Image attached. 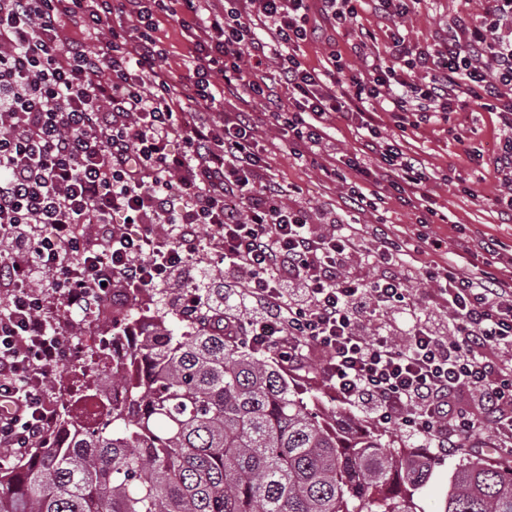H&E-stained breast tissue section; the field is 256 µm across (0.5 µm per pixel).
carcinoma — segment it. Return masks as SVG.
Wrapping results in <instances>:
<instances>
[{
	"mask_svg": "<svg viewBox=\"0 0 512 512\" xmlns=\"http://www.w3.org/2000/svg\"><path fill=\"white\" fill-rule=\"evenodd\" d=\"M112 324L126 339L114 403L91 395L49 443L0 467V512H418L433 462L375 432H346L296 395L282 368L224 335V312ZM443 512H512V465L471 462Z\"/></svg>",
	"mask_w": 512,
	"mask_h": 512,
	"instance_id": "cac0c4a2",
	"label": "carcinoma"
}]
</instances>
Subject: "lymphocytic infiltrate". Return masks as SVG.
<instances>
[{
  "instance_id": "f902f5d3",
  "label": "lymphocytic infiltrate",
  "mask_w": 512,
  "mask_h": 512,
  "mask_svg": "<svg viewBox=\"0 0 512 512\" xmlns=\"http://www.w3.org/2000/svg\"><path fill=\"white\" fill-rule=\"evenodd\" d=\"M363 1L0 0V402L12 407L0 448L30 447L55 416L48 383L73 345L60 307L87 311L108 288L134 296L175 282L184 310L217 309L194 273L207 249L234 297L226 331L288 364L320 351L343 403L428 447L467 448L489 430L512 456L501 243L472 231L457 243L465 261L423 266L419 253L439 241L314 217L265 173L259 126L314 160L337 115L385 166L376 200L394 195L433 223L427 168L378 137L367 104H388L404 132L425 107L447 120L463 87L506 131L495 163L512 186V0H486L478 22L448 24L424 46L401 31L421 0H367L393 26L390 63L364 74L334 51L329 68L307 67L299 43L351 24ZM163 16L191 45L180 73L165 66ZM270 58L289 108L225 113L214 76L265 99ZM340 85L353 97H338ZM463 392L478 411L459 405Z\"/></svg>"
}]
</instances>
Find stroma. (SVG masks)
Instances as JSON below:
<instances>
[{
    "label": "stroma",
    "mask_w": 512,
    "mask_h": 512,
    "mask_svg": "<svg viewBox=\"0 0 512 512\" xmlns=\"http://www.w3.org/2000/svg\"><path fill=\"white\" fill-rule=\"evenodd\" d=\"M483 8L484 0H422L416 13L406 19V30L412 42L431 44L439 39L448 22L456 19L476 21ZM363 32L367 33L368 39L364 41L365 49L361 50L357 44L361 42L359 35ZM330 36L332 41L328 44L312 40L300 45L298 55L306 66L327 67L328 53L333 49L341 52L348 66L360 70L367 63L376 64L389 58L391 27L370 8L360 10L352 24L331 31ZM325 131L330 146L336 148L338 154H361L377 175H384L385 169L378 157L365 150V136L338 119L327 122ZM501 134L496 115L475 114L466 107L451 114L447 121L422 123L419 129L407 130L401 137L402 149L420 159L431 174L428 189L440 219L424 228L430 237L452 246L461 229H478L497 238L504 246L512 247V217L506 213V203L499 200L505 188L493 166ZM258 141L276 180L291 190L287 203L316 210L344 207L345 191L332 174L335 157L325 155L319 164H311L307 158L290 154L287 135L266 127L260 129ZM472 150L477 152V159L469 158L468 153ZM472 188L480 191V199L469 196L468 191ZM417 216V211L392 196L378 209L358 212L357 219L362 224L390 225L394 233L412 240L421 229ZM287 373L305 401L336 411L338 424H345L350 418L370 424V417L362 409L343 405L337 400L322 378L317 360H310L302 368H288ZM384 432L393 447L409 452L420 450L435 461L429 482L416 496L421 512H443L452 474L459 465L495 455L490 447L479 454L441 453L433 448L424 450L419 441L407 437L398 427L385 426Z\"/></svg>",
    "instance_id": "stroma-1"
}]
</instances>
